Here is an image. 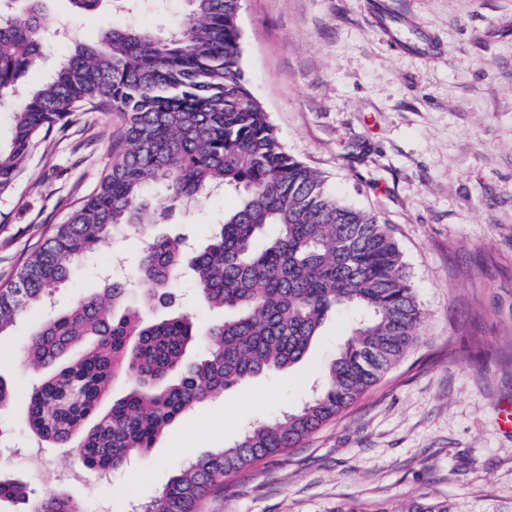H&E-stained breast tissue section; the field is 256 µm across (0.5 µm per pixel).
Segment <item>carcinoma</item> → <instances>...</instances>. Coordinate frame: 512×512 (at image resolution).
Instances as JSON below:
<instances>
[{"label": "carcinoma", "instance_id": "1", "mask_svg": "<svg viewBox=\"0 0 512 512\" xmlns=\"http://www.w3.org/2000/svg\"><path fill=\"white\" fill-rule=\"evenodd\" d=\"M14 2L23 4L19 12L0 13V108L15 117L10 144L0 146V197L41 146L84 114L118 112L124 122L96 189L0 286V337L103 245L117 247L131 234L142 240L139 307L126 303L129 279L108 277L23 343V361L49 371L29 397L36 437L74 441L82 466L115 472L195 405L302 361L329 316L351 314V339L325 367L319 393L186 463L141 508L205 512L224 493V480L299 447L417 346L423 316L402 251L376 216L338 200L319 172L284 150L248 87L240 0H186L176 27L108 26L19 102L13 94L45 48L49 19L41 0L0 5ZM153 188L164 194L150 202ZM217 190L233 194L235 205L211 226L206 246L155 234L173 212ZM186 274L223 318L205 329L176 311L145 320L142 311L163 302ZM203 340L204 354L187 361ZM119 379L129 390L106 408ZM1 500L22 501L26 512H88L63 493L31 500L0 470ZM336 512L454 510L422 494L393 507L358 503Z\"/></svg>", "mask_w": 512, "mask_h": 512}]
</instances>
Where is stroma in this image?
<instances>
[{"label": "stroma", "instance_id": "stroma-1", "mask_svg": "<svg viewBox=\"0 0 512 512\" xmlns=\"http://www.w3.org/2000/svg\"><path fill=\"white\" fill-rule=\"evenodd\" d=\"M59 31L21 89L39 85L74 45L109 24L151 28L180 19L185 0H139L133 13L78 14L45 0ZM249 87L288 152L328 190L388 224L423 312L421 341L359 401L296 449L227 479L207 512H334L426 494L455 512H512V0H241ZM122 120L90 112L69 136L36 151L0 199V286L91 193L112 163ZM231 196L173 213L158 233L205 244ZM111 248L93 254L57 293L59 306L102 288ZM27 310L0 340V375L15 399L12 476L30 495L64 492L89 512H130L188 459L232 445L300 407L350 334L330 318L298 364L253 378L170 425L153 448L99 479L72 447L38 442L27 394L42 373L16 359L45 321Z\"/></svg>", "mask_w": 512, "mask_h": 512}]
</instances>
